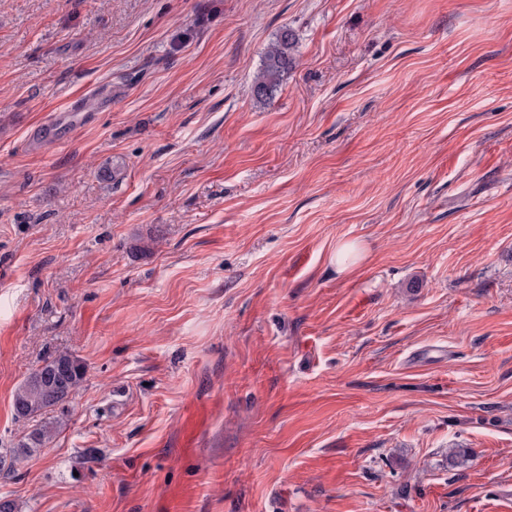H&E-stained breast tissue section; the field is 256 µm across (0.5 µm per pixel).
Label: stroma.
<instances>
[{
	"mask_svg": "<svg viewBox=\"0 0 512 512\" xmlns=\"http://www.w3.org/2000/svg\"><path fill=\"white\" fill-rule=\"evenodd\" d=\"M62 350L18 512H512V0H0V448ZM293 34L287 28L281 29L264 57L263 65L257 73L252 86L253 96L260 101L271 99L284 74L295 66L292 54ZM61 369L53 383L44 374ZM86 376L85 364L70 352H59L42 361L17 387L13 395L15 419L35 423L13 443L15 460L29 457L59 433L78 388ZM46 417L49 414H54Z\"/></svg>",
	"mask_w": 512,
	"mask_h": 512,
	"instance_id": "1",
	"label": "stroma"
}]
</instances>
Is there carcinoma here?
<instances>
[{"label": "carcinoma", "instance_id": "cac0c4a2", "mask_svg": "<svg viewBox=\"0 0 512 512\" xmlns=\"http://www.w3.org/2000/svg\"><path fill=\"white\" fill-rule=\"evenodd\" d=\"M293 44V34L285 27L269 45L252 86L256 99H271L284 74L295 66ZM85 376L86 366L78 357L59 352L21 382L13 395V411L15 419L30 423V430L13 443L14 459L26 458L52 442Z\"/></svg>", "mask_w": 512, "mask_h": 512}]
</instances>
